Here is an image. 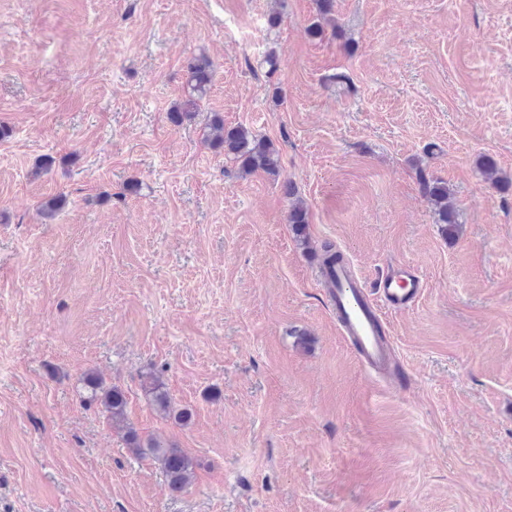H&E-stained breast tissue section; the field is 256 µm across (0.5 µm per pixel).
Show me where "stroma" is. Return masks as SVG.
Listing matches in <instances>:
<instances>
[{"label":"stroma","mask_w":512,"mask_h":512,"mask_svg":"<svg viewBox=\"0 0 512 512\" xmlns=\"http://www.w3.org/2000/svg\"><path fill=\"white\" fill-rule=\"evenodd\" d=\"M317 14L0 0V512H512V191L476 164L512 174V0H336L340 32L314 38ZM198 54L214 82L177 126ZM216 112L273 142L278 175L204 143ZM287 181L367 286L418 268L417 301L383 314L388 372L341 336ZM89 371L124 390L125 426L83 405ZM129 426L196 460L185 487ZM478 164L482 174L491 185L503 191L511 189L512 181L499 169L497 162L491 156L483 157ZM418 180L422 194L433 208L436 224H444L449 235L455 234L460 223L448 183L429 176L424 169H419ZM284 194L289 200L288 222L291 224L296 237H298L302 244L309 247L310 241L307 232L309 224L308 205L298 195L295 187L289 183L284 186ZM142 387L151 395L153 404L164 417L173 418L181 426L190 422L191 414L188 410H174L168 392L157 374L149 373L145 375L142 380Z\"/></svg>","instance_id":"1"}]
</instances>
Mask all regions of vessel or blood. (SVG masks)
<instances>
[{
	"mask_svg": "<svg viewBox=\"0 0 512 512\" xmlns=\"http://www.w3.org/2000/svg\"><path fill=\"white\" fill-rule=\"evenodd\" d=\"M422 288L417 268L404 263L387 272L374 289H367L350 266L337 267L326 298L336 321L360 363L382 367L390 360V345L381 337L383 309H402L418 298Z\"/></svg>",
	"mask_w": 512,
	"mask_h": 512,
	"instance_id": "obj_1",
	"label": "vessel or blood"
}]
</instances>
